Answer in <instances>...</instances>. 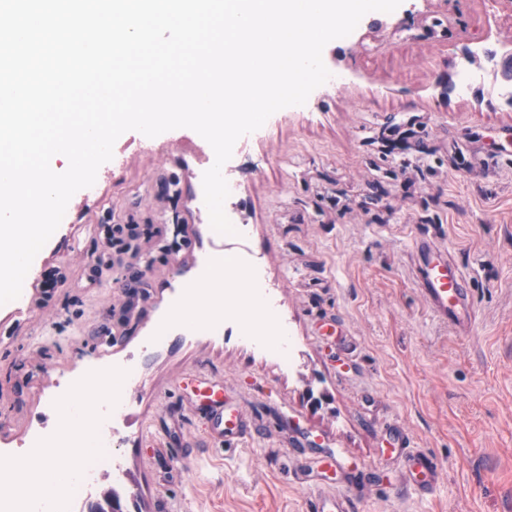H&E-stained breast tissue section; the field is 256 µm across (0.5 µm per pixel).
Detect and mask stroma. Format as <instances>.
Returning a JSON list of instances; mask_svg holds the SVG:
<instances>
[{
	"instance_id": "35a3bbf8",
	"label": "stroma",
	"mask_w": 512,
	"mask_h": 512,
	"mask_svg": "<svg viewBox=\"0 0 512 512\" xmlns=\"http://www.w3.org/2000/svg\"><path fill=\"white\" fill-rule=\"evenodd\" d=\"M510 42L512 0L367 13L323 50L340 80L236 142L240 241L212 230L179 130L123 133L97 195L72 197L38 255L24 307L0 306V449L56 430L52 393L83 367L126 360L137 385L112 452L143 512H309L320 486L354 512H512V106L489 61L468 94L439 84L475 47ZM421 239L469 277L471 331L430 317L412 275ZM238 251L274 292L293 367L233 328L145 348L202 260ZM200 373L249 420V440L209 439ZM177 422L182 447L142 436ZM402 441L437 461L432 494L390 458ZM336 454L347 468L323 472Z\"/></svg>"
}]
</instances>
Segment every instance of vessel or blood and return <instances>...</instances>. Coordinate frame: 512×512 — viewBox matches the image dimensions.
Masks as SVG:
<instances>
[{"mask_svg": "<svg viewBox=\"0 0 512 512\" xmlns=\"http://www.w3.org/2000/svg\"><path fill=\"white\" fill-rule=\"evenodd\" d=\"M419 260L413 268L416 284L431 315L451 325L470 324L475 320V308L466 274L447 254L431 248L427 243L416 245ZM204 407V418L213 441L242 442L249 438L247 422L236 412L226 409L217 384H210ZM412 484L421 493L433 491L438 481V469L425 455L408 459ZM311 512H352L349 497L314 494L310 500Z\"/></svg>", "mask_w": 512, "mask_h": 512, "instance_id": "1", "label": "vessel or blood"}]
</instances>
